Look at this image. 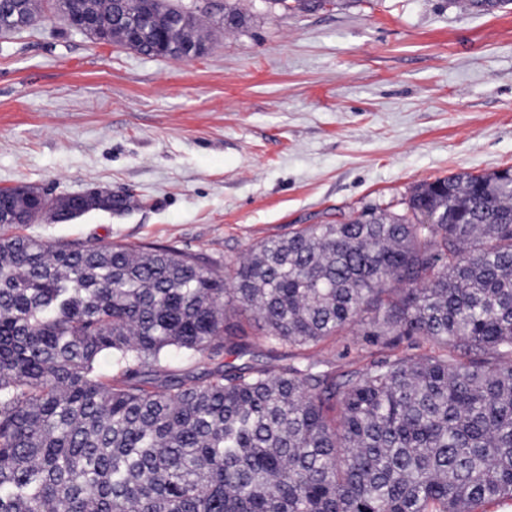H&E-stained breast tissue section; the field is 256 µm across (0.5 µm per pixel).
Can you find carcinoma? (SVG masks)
<instances>
[{
    "instance_id": "carcinoma-1",
    "label": "carcinoma",
    "mask_w": 512,
    "mask_h": 512,
    "mask_svg": "<svg viewBox=\"0 0 512 512\" xmlns=\"http://www.w3.org/2000/svg\"><path fill=\"white\" fill-rule=\"evenodd\" d=\"M124 45L115 0H55ZM512 0H465L493 14ZM157 33L181 5L129 0ZM200 6L189 8L183 38ZM42 16L3 0L0 33ZM146 55L180 59L160 40ZM0 227L125 211L130 197L3 189ZM250 313L310 349L365 325L385 357L236 367ZM427 354L401 352L403 342ZM209 366L173 377V354ZM512 501V169L414 187L261 242L224 272L173 247L0 236V512H481Z\"/></svg>"
}]
</instances>
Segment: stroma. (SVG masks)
<instances>
[{"label": "stroma", "instance_id": "obj_1", "mask_svg": "<svg viewBox=\"0 0 512 512\" xmlns=\"http://www.w3.org/2000/svg\"><path fill=\"white\" fill-rule=\"evenodd\" d=\"M242 26L200 18L189 62L95 44L46 0L0 38V188L93 187L122 213L30 224L77 244L169 246L223 270L289 228L399 211L415 185L512 167V9L459 0H238ZM362 324L312 351L336 376L383 350Z\"/></svg>", "mask_w": 512, "mask_h": 512}]
</instances>
